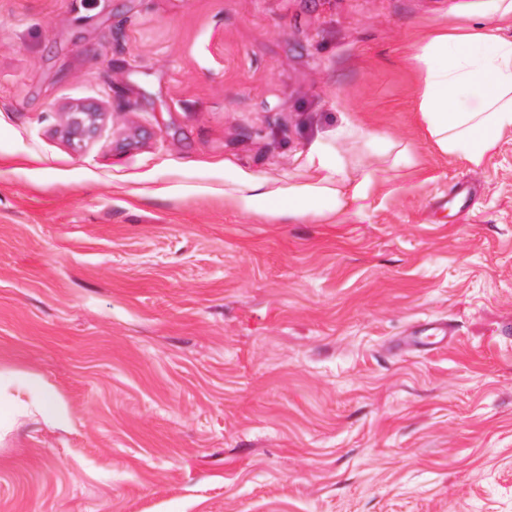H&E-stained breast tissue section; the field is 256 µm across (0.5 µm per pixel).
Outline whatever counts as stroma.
<instances>
[{"label":"stroma","instance_id":"35a3bbf8","mask_svg":"<svg viewBox=\"0 0 512 512\" xmlns=\"http://www.w3.org/2000/svg\"><path fill=\"white\" fill-rule=\"evenodd\" d=\"M463 14L0 0V375L67 413L0 431V512H512V134L475 170L415 112ZM348 118L414 159L361 213L225 200ZM96 120V112L85 109L73 112L69 120V131L73 136L87 137L94 132Z\"/></svg>","mask_w":512,"mask_h":512}]
</instances>
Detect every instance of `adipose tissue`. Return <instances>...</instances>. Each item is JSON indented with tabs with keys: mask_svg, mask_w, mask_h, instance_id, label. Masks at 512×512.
<instances>
[{
	"mask_svg": "<svg viewBox=\"0 0 512 512\" xmlns=\"http://www.w3.org/2000/svg\"><path fill=\"white\" fill-rule=\"evenodd\" d=\"M490 2L495 25L449 26L418 42L414 54L420 125L440 151L474 168L483 166L504 133L512 132V37L500 28L504 22L512 25V0ZM371 137L360 123L347 120L336 131L335 152L319 149L312 156L309 182L284 192L245 176L229 199L241 211L271 218L347 211L412 162L403 148L390 165L365 163L357 152ZM29 386V400L16 396L0 402V417L11 420L15 406L23 403L49 422H62L65 406L43 381L31 378Z\"/></svg>",
	"mask_w": 512,
	"mask_h": 512,
	"instance_id": "adipose-tissue-1",
	"label": "adipose tissue"
}]
</instances>
